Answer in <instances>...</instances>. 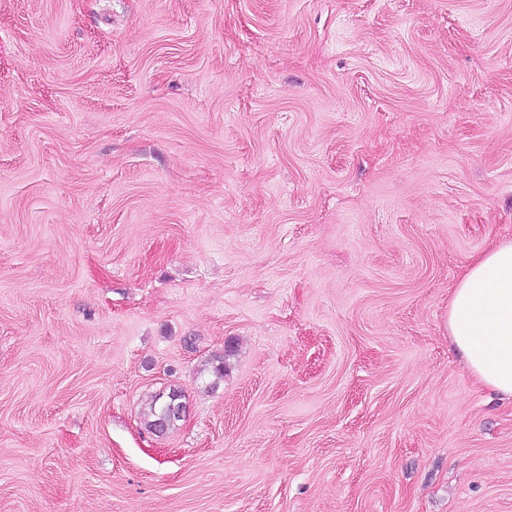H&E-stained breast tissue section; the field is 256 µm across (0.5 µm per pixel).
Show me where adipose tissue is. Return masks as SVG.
<instances>
[{"instance_id": "1", "label": "adipose tissue", "mask_w": 512, "mask_h": 512, "mask_svg": "<svg viewBox=\"0 0 512 512\" xmlns=\"http://www.w3.org/2000/svg\"><path fill=\"white\" fill-rule=\"evenodd\" d=\"M448 333L469 374L512 399V239L469 263L448 297Z\"/></svg>"}]
</instances>
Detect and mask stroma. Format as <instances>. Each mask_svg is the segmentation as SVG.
<instances>
[{
	"mask_svg": "<svg viewBox=\"0 0 512 512\" xmlns=\"http://www.w3.org/2000/svg\"><path fill=\"white\" fill-rule=\"evenodd\" d=\"M511 238L512 0H0V512H512ZM448 333L469 374L512 399V239L469 263L448 297ZM180 400L181 395L174 390L166 396L155 397L144 421L146 429L151 433H162L174 427L183 417L184 405Z\"/></svg>",
	"mask_w": 512,
	"mask_h": 512,
	"instance_id": "obj_1",
	"label": "stroma"
}]
</instances>
